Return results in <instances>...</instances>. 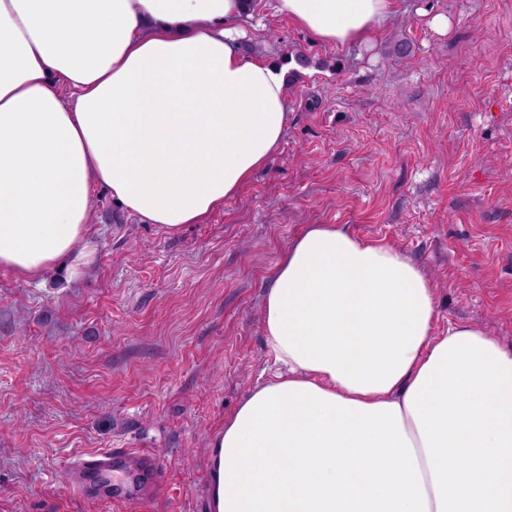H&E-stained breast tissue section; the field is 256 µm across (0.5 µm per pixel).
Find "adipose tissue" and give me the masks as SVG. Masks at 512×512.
I'll list each match as a JSON object with an SVG mask.
<instances>
[{"mask_svg": "<svg viewBox=\"0 0 512 512\" xmlns=\"http://www.w3.org/2000/svg\"><path fill=\"white\" fill-rule=\"evenodd\" d=\"M399 0H278L332 45ZM243 0H0V269L81 276L92 188L166 232L277 153L288 67L246 54ZM436 295L382 242L314 224L262 302L276 372L213 440L212 512H512V351L435 335Z\"/></svg>", "mask_w": 512, "mask_h": 512, "instance_id": "1", "label": "adipose tissue"}]
</instances>
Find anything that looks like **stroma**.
Instances as JSON below:
<instances>
[{
  "mask_svg": "<svg viewBox=\"0 0 512 512\" xmlns=\"http://www.w3.org/2000/svg\"><path fill=\"white\" fill-rule=\"evenodd\" d=\"M275 4L254 0L249 53L311 64L269 164L176 234L96 188L81 279L0 271V512H210L214 437L274 370L270 274L313 224L410 256L436 332L466 324L512 350V0H402L380 38L343 46ZM107 448L154 450L162 491L76 495L69 462Z\"/></svg>",
  "mask_w": 512,
  "mask_h": 512,
  "instance_id": "1",
  "label": "stroma"
}]
</instances>
